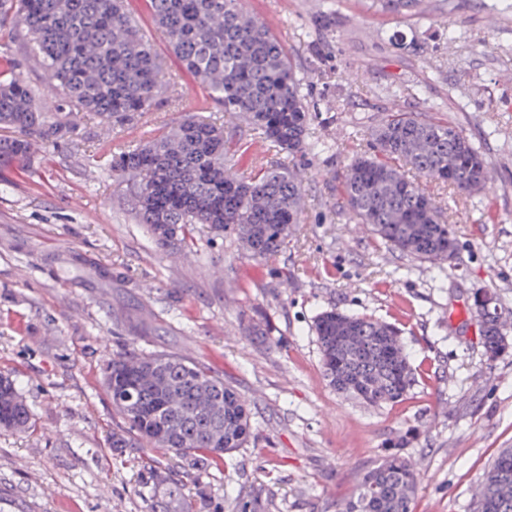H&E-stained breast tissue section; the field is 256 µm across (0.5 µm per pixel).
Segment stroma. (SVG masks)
<instances>
[{
  "instance_id": "stroma-1",
  "label": "stroma",
  "mask_w": 512,
  "mask_h": 512,
  "mask_svg": "<svg viewBox=\"0 0 512 512\" xmlns=\"http://www.w3.org/2000/svg\"><path fill=\"white\" fill-rule=\"evenodd\" d=\"M285 46L312 119L301 221L288 252L247 257L232 233L195 231L162 248L139 224L114 154L152 141L195 113L235 120L181 71L147 0L127 10L166 59L165 91L132 124L78 117L71 140L35 144L27 171L0 182V373L32 414L25 433L0 430V512H156L160 490L140 481L139 448H116L101 383L113 354L165 350L223 373L248 403L264 445L195 463L203 512H237L253 486L272 512H336L388 442L424 477L414 512H472L473 491L512 448V351L485 362L467 309L494 292L512 334V0H420L402 14L368 0H244ZM393 111L450 123L485 156L490 184L458 196L426 186L455 225V261L415 260L351 223L336 173L369 150ZM276 155L238 130L233 171ZM338 308L397 324L416 382L394 405L370 407L331 388L313 330ZM457 312L456 326L448 315ZM266 336H248L250 321Z\"/></svg>"
}]
</instances>
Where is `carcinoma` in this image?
<instances>
[{"label":"carcinoma","mask_w":512,"mask_h":512,"mask_svg":"<svg viewBox=\"0 0 512 512\" xmlns=\"http://www.w3.org/2000/svg\"><path fill=\"white\" fill-rule=\"evenodd\" d=\"M383 11H410L418 0H372ZM153 19L181 68L213 102L242 118L275 151L293 157L311 148L310 113L300 78L284 46L262 22L245 19L241 0H149ZM24 41L46 68L51 91L72 115L122 126L147 111L165 89L162 61L139 33L125 0H0V36ZM13 60L0 79V174L31 165L34 142L66 140L71 123L39 103V92ZM372 151L354 156L340 175L344 207L380 243L419 260H454L453 224L434 199L405 177L401 166L448 184L460 194L485 189L489 169L457 127L412 112H391L372 130ZM224 127L196 115L164 136L112 158V174L131 178L134 209L158 245L174 247L185 230L204 224L230 231L246 254L268 259L288 249L301 214V183L272 162L249 178L227 167ZM486 360L512 348L502 307L489 291L474 293ZM314 330L323 375L336 392L378 407L402 401L415 368L395 324L332 308ZM103 387L121 425L114 448H162L185 459L220 457L258 434L251 411L224 377L181 356L134 349L112 358ZM31 415L9 378L0 376V430L24 432ZM401 437L361 477L336 512H412L420 472L402 455ZM147 479L163 487L160 512H198L187 483L164 475L150 456ZM240 512H268L272 504L248 495ZM475 512H512V448L503 449L481 481Z\"/></svg>","instance_id":"cac0c4a2"}]
</instances>
